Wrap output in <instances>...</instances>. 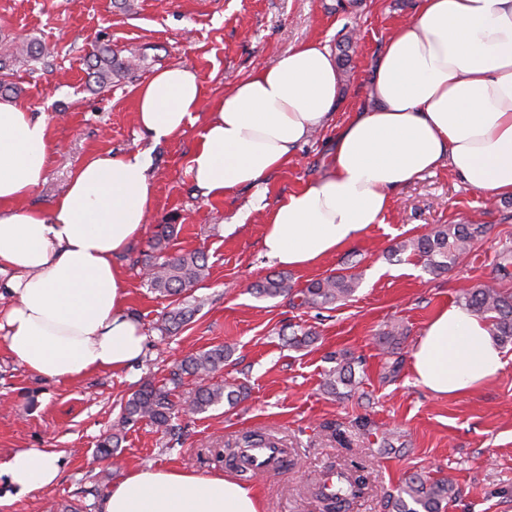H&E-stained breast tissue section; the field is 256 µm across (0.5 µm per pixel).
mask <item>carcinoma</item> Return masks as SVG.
<instances>
[{
    "label": "carcinoma",
    "instance_id": "obj_1",
    "mask_svg": "<svg viewBox=\"0 0 512 512\" xmlns=\"http://www.w3.org/2000/svg\"><path fill=\"white\" fill-rule=\"evenodd\" d=\"M129 68V63L112 53L103 51L93 55L88 77L104 85L112 76ZM174 231V225L161 224L151 244L153 256L148 266L151 274L148 282L155 291L165 296L180 295L197 287L207 276L205 258L194 251L176 256L165 253L163 243ZM484 233L483 226L474 224H448L422 235L403 241L396 251H411L424 260L425 268L440 274L453 268L460 255L475 239ZM356 277L353 274L329 275L312 282L298 292L301 304L323 308L345 300L355 291ZM260 297L275 298L292 294L288 277H268L254 287ZM463 303L488 323L491 335L502 345L512 343V293L500 291L492 286L478 284L463 293ZM192 310L178 308L166 318V330H176L189 321ZM228 356L224 346H215L190 353L172 373L169 384L154 386L147 382L132 393L126 402L121 417L122 426L149 420L156 428L172 430V413L175 408L173 396L184 377L202 381L189 404L192 413H204L213 406L227 403L232 406L240 401L242 391L232 385L205 384L206 378L224 364ZM354 359L342 355L336 366L326 374L324 386L331 394H340L339 387L354 384ZM455 495L454 484L448 479L428 480L413 475L404 482L396 495L390 496L391 512H442L443 504Z\"/></svg>",
    "mask_w": 512,
    "mask_h": 512
}]
</instances>
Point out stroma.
Masks as SVG:
<instances>
[{
    "mask_svg": "<svg viewBox=\"0 0 512 512\" xmlns=\"http://www.w3.org/2000/svg\"><path fill=\"white\" fill-rule=\"evenodd\" d=\"M418 0H0V54H9L0 80L4 98L44 117L56 149L43 182L28 203L45 207L66 189L92 154L148 152L156 194L141 236L118 257L130 315L147 337L142 359L121 372H96L53 382L22 367L0 339V463L15 452L49 448L60 454L53 486L15 498L0 483V512H49L75 505L103 512L106 492L127 471L149 465L239 481L259 499L262 512H322L309 486L324 469L359 465L369 479L342 512H389L388 493L420 473L452 480L456 494L446 512H512V344L508 364L480 389L441 398L415 385L412 347L436 311L461 300L480 283L512 292V196L487 200L440 166L401 187L384 223L319 263L290 270L294 289L331 274H353V295L324 309L300 307L287 296L260 298L254 284L280 274L264 254V219L282 196L328 171V144L337 129L367 103L370 74L387 38L417 12ZM308 40L331 52L347 45L337 66L339 101L330 126L314 132L288 166L262 184L221 199H204L186 173L203 127L152 142L138 125L136 91L158 70L185 66L202 78L216 101L258 64H271ZM41 45L34 61L17 46ZM106 46L130 68L112 83L89 82L86 61ZM174 233L166 251H203L207 276L180 302L195 307L177 333L161 330L169 298L149 285L143 268L159 225ZM445 224H482L486 231L448 272H428L419 256L396 253L400 242ZM403 327L399 345L383 344L392 326ZM312 332L310 346H290L293 335ZM229 348L215 383L244 385L237 406L204 414L186 412L197 381L177 392L176 430L165 434L148 422L119 428L125 402L143 383L162 385L188 354ZM362 358L355 383L329 394L330 353ZM397 374H390L393 361ZM119 432L115 461L93 462L99 440ZM246 432L279 439L292 455L282 471L251 476L215 460ZM391 452H384V443Z\"/></svg>",
    "mask_w": 512,
    "mask_h": 512,
    "instance_id": "1",
    "label": "stroma"
}]
</instances>
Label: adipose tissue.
<instances>
[{
	"label": "adipose tissue",
	"instance_id": "obj_1",
	"mask_svg": "<svg viewBox=\"0 0 512 512\" xmlns=\"http://www.w3.org/2000/svg\"><path fill=\"white\" fill-rule=\"evenodd\" d=\"M337 97L328 46L302 42L218 99L186 167L202 197L261 183L324 127ZM369 106L336 136L326 176L282 197L266 218L263 248L304 268L383 223L393 192L448 163L488 199L512 195V0H419L375 62ZM206 98L193 69L156 72L136 93L137 121L154 140L180 135ZM48 125L0 101V337L33 375L60 382L121 371L145 354L125 311L119 256L143 232L154 198L142 153L87 158L47 208L25 201L45 178ZM413 378L437 397L485 385L506 364L487 322L443 306L415 341ZM59 457L29 448L0 464L16 494L52 486ZM103 512H260L234 480L141 467L112 484Z\"/></svg>",
	"mask_w": 512,
	"mask_h": 512
}]
</instances>
